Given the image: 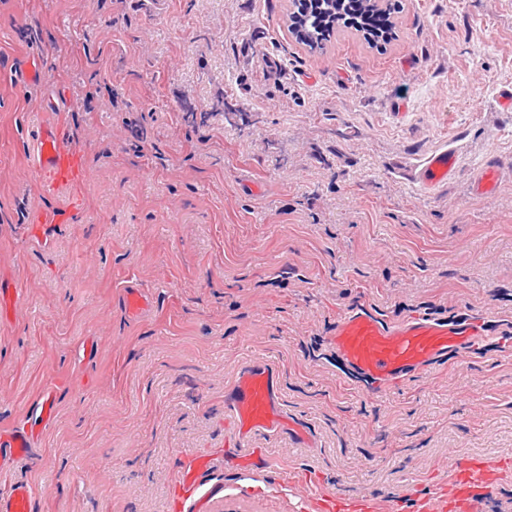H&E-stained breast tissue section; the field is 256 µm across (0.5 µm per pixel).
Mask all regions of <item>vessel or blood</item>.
Here are the masks:
<instances>
[{
  "instance_id": "b4317fda",
  "label": "vessel or blood",
  "mask_w": 512,
  "mask_h": 512,
  "mask_svg": "<svg viewBox=\"0 0 512 512\" xmlns=\"http://www.w3.org/2000/svg\"><path fill=\"white\" fill-rule=\"evenodd\" d=\"M35 173L43 194L55 195L85 179V154L65 138L60 125L41 124L34 139ZM457 158L446 149L429 157L414 179L424 192L445 184L456 172ZM497 158L476 169L469 193L489 198L504 174ZM67 215L41 209L32 214L29 235L43 237L47 227L61 224ZM152 299L144 289L133 288L125 296L129 316L147 311ZM487 339L482 320L460 315L450 321L430 315L391 320L371 304L348 307L337 319L330 338L331 352L346 372L363 384L368 393L382 396L405 386L412 378L447 365L450 359L478 350ZM226 411L233 419L236 443L218 450L181 453L166 497L165 512H207L211 498L222 492L215 475L225 466L240 472L280 471L281 464L266 448L248 447L257 436L289 433L297 444H307L309 432L300 422L287 418L280 392L277 366L264 360H249L236 370ZM57 393L47 389L38 398L31 416L20 426L0 429V473L30 454L38 438L56 419ZM512 464L470 457L457 463L446 479L429 491L411 495L409 501L395 497L373 501L368 497L347 500L320 488L311 477L284 475V484L299 485L301 512H475L478 498L497 483ZM33 492L17 481L0 489V512H32Z\"/></svg>"
}]
</instances>
